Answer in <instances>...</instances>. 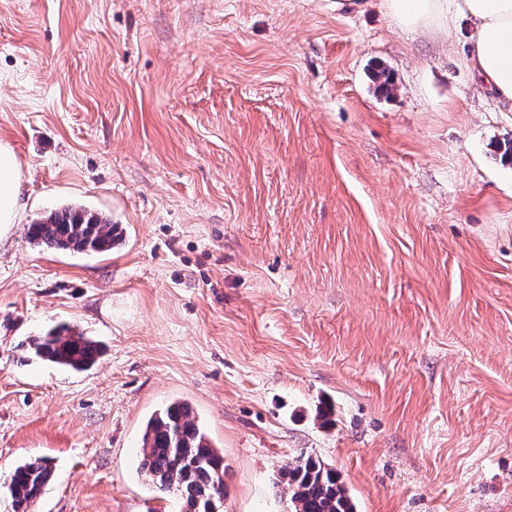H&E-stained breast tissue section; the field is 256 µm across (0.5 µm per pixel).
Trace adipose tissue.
Masks as SVG:
<instances>
[{"instance_id":"adipose-tissue-1","label":"adipose tissue","mask_w":512,"mask_h":512,"mask_svg":"<svg viewBox=\"0 0 512 512\" xmlns=\"http://www.w3.org/2000/svg\"><path fill=\"white\" fill-rule=\"evenodd\" d=\"M405 31H444L462 39L461 60L495 100L512 105V0H385ZM20 166L0 145V240L8 237L20 208Z\"/></svg>"}]
</instances>
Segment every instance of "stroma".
Here are the masks:
<instances>
[{
  "mask_svg": "<svg viewBox=\"0 0 512 512\" xmlns=\"http://www.w3.org/2000/svg\"><path fill=\"white\" fill-rule=\"evenodd\" d=\"M362 2L0 0V512L38 456L30 512H181L141 471L173 402L224 456L220 512H293L307 455L356 512H512V110ZM67 206L121 245L31 244ZM60 324L92 367L25 351ZM20 166L14 152L0 145V242L8 237L20 208ZM51 477V466L37 457L18 465L9 481L8 491L14 512H28L38 500Z\"/></svg>",
  "mask_w": 512,
  "mask_h": 512,
  "instance_id": "stroma-1",
  "label": "stroma"
}]
</instances>
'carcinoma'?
Masks as SVG:
<instances>
[{
  "mask_svg": "<svg viewBox=\"0 0 512 512\" xmlns=\"http://www.w3.org/2000/svg\"><path fill=\"white\" fill-rule=\"evenodd\" d=\"M28 240L78 253H103L122 240V229L99 214L67 206L27 228ZM32 353L74 371L91 367L99 354L90 338L67 327L49 330L30 342ZM141 472L162 493H175L183 512H209L224 497V456L212 445L185 403H173L146 423ZM51 477V466L37 457L18 465L8 491L14 512H28ZM294 512H354L336 471L313 456L302 457L281 473Z\"/></svg>",
  "mask_w": 512,
  "mask_h": 512,
  "instance_id": "cac0c4a2",
  "label": "carcinoma"
}]
</instances>
